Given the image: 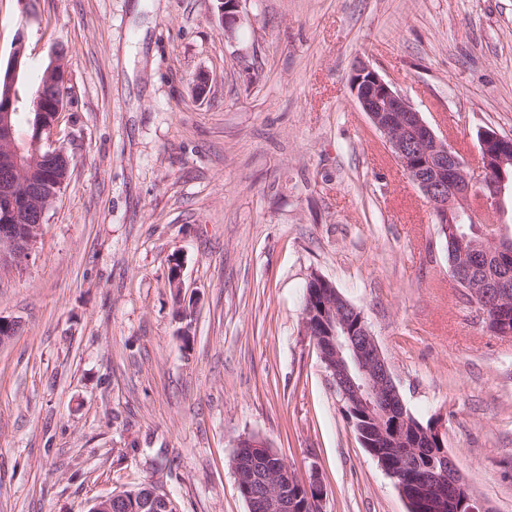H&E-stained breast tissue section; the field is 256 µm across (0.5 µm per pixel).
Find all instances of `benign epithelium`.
<instances>
[{
    "instance_id": "obj_1",
    "label": "benign epithelium",
    "mask_w": 512,
    "mask_h": 512,
    "mask_svg": "<svg viewBox=\"0 0 512 512\" xmlns=\"http://www.w3.org/2000/svg\"><path fill=\"white\" fill-rule=\"evenodd\" d=\"M224 24V35L233 34L241 20L243 0H217ZM25 41L18 36L12 57L3 76L0 92V262L21 265L28 262L41 235L44 216L57 192L46 191L44 181L53 179L56 163L66 151L50 142L54 125L46 120L32 144L24 147L15 138L11 121L16 102ZM47 86L53 90L66 88L67 80L59 56H50L46 70ZM351 91L361 111L368 116L379 133L385 149L406 178L415 185L432 208L440 232L448 239L459 236L456 224L458 206L468 210L477 205L495 215L505 209L506 198L512 196V177L506 172L508 147L512 136L483 128L477 132L482 148L479 165H470L461 151L438 135L423 119L410 100L394 89L372 67L359 63L351 76ZM495 168L498 179L486 182L489 168ZM451 272L465 283L474 282L475 267L464 257L452 263ZM311 301L315 308L305 312L303 324L314 335L320 356L341 400L358 411L362 423L385 445L387 456L381 466L393 479L405 503L415 512H448V490L460 494L458 508L466 512H486V508L470 494L453 458L445 448V436L439 423L426 431L427 438L416 435L409 427L406 407L393 380L387 360L363 315L354 306L338 308L336 287L324 278H312ZM474 295L490 297L503 325L500 335L512 337V278L500 274L485 279L481 287L472 288ZM355 318L361 329L348 328ZM237 453L232 469L248 504L249 512H304L299 503V490L319 508L324 487L317 474L299 476L256 435L243 436L235 445ZM430 460L427 476L411 478L407 471L414 458ZM89 512H173L167 495L152 487L146 491L102 496L92 501Z\"/></svg>"
}]
</instances>
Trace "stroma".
Segmentation results:
<instances>
[{
    "mask_svg": "<svg viewBox=\"0 0 512 512\" xmlns=\"http://www.w3.org/2000/svg\"><path fill=\"white\" fill-rule=\"evenodd\" d=\"M20 34L22 114L65 51L72 164L31 261L0 264V512L149 484L176 512H248L244 435L318 473L322 512H407L303 328L315 276L406 408L443 420L474 497L512 512V339L350 88L369 64L478 163L480 128L512 135V0H245L229 38L216 0H0L1 68Z\"/></svg>",
    "mask_w": 512,
    "mask_h": 512,
    "instance_id": "stroma-1",
    "label": "stroma"
}]
</instances>
